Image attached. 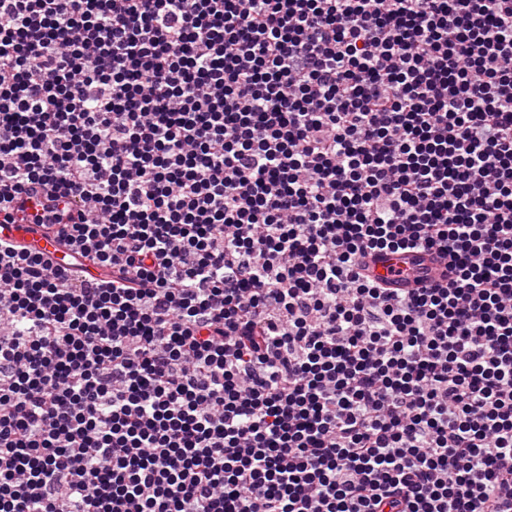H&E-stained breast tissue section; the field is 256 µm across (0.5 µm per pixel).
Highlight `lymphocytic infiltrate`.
Here are the masks:
<instances>
[{
    "instance_id": "obj_1",
    "label": "lymphocytic infiltrate",
    "mask_w": 512,
    "mask_h": 512,
    "mask_svg": "<svg viewBox=\"0 0 512 512\" xmlns=\"http://www.w3.org/2000/svg\"><path fill=\"white\" fill-rule=\"evenodd\" d=\"M31 185L0 512H512V0H0ZM0 239L25 246L32 252L57 260L65 251V248L53 237H48L41 227L29 224L27 220H19L16 224H0ZM366 273L384 282L388 288H417L439 278L440 264L431 252H377L365 258ZM400 270V275L393 271ZM415 279L423 282L416 284Z\"/></svg>"
}]
</instances>
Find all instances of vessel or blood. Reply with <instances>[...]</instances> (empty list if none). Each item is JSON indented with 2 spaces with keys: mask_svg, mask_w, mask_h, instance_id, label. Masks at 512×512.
Instances as JSON below:
<instances>
[{
  "mask_svg": "<svg viewBox=\"0 0 512 512\" xmlns=\"http://www.w3.org/2000/svg\"><path fill=\"white\" fill-rule=\"evenodd\" d=\"M43 195L38 186H30L22 194L15 208L20 220L14 224H0V239L25 246L43 256L60 258L63 248L42 228L29 224L27 218L36 211ZM366 272L378 278L389 288H412L416 283L432 284L439 278L440 264L436 255L423 251L377 252L365 260Z\"/></svg>",
  "mask_w": 512,
  "mask_h": 512,
  "instance_id": "1",
  "label": "vessel or blood"
}]
</instances>
